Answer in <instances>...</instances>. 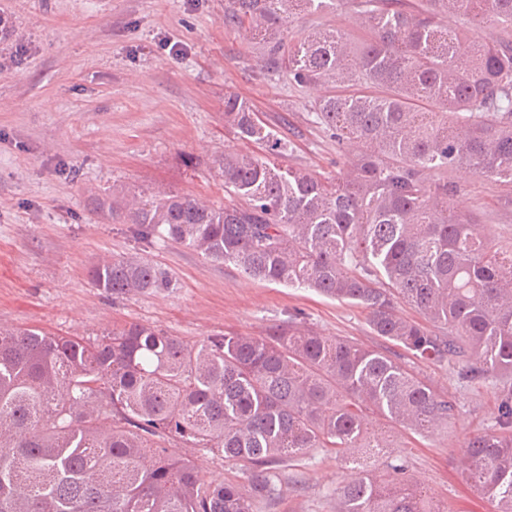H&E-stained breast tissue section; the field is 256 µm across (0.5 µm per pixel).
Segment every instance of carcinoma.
Returning <instances> with one entry per match:
<instances>
[{
  "label": "carcinoma",
  "mask_w": 512,
  "mask_h": 512,
  "mask_svg": "<svg viewBox=\"0 0 512 512\" xmlns=\"http://www.w3.org/2000/svg\"><path fill=\"white\" fill-rule=\"evenodd\" d=\"M341 0H227L224 26L261 36L259 66L289 83L329 84L308 112L360 152L342 178L279 159L292 141L224 96V129L261 151H226L214 168L231 203L160 190L98 198L122 208L135 240L172 241L245 277L312 288L368 311L381 351L308 330L300 313L263 336L228 333L189 345L130 323L95 339L0 330V512H256L280 467L321 448L355 472L337 512H443L373 429L448 431L459 403L402 362L406 354L499 388L494 430L477 435L463 471L512 512V248L454 213L455 168L512 184V0H350L358 30L295 40L302 12ZM449 16L487 17L488 38L448 31ZM90 277L113 295L166 288L136 254ZM424 321L405 318L398 301ZM243 463L248 488L208 481L155 439Z\"/></svg>",
  "instance_id": "1"
}]
</instances>
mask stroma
<instances>
[{"label":"stroma","mask_w":512,"mask_h":512,"mask_svg":"<svg viewBox=\"0 0 512 512\" xmlns=\"http://www.w3.org/2000/svg\"><path fill=\"white\" fill-rule=\"evenodd\" d=\"M225 0H0L13 26L0 41V328L36 327L84 339L143 323L195 343L231 332L265 334L303 312L328 338L390 349L367 311L310 288L246 278L172 242L137 244L123 216L104 221L103 193L144 196L158 190L217 206L224 185L213 158L241 149L224 130V96L248 99L270 125L288 122L293 150L285 162L325 177L342 176L356 147L336 144L311 124L321 85L293 86L262 72L257 47L224 25ZM349 4L304 13L294 38L327 26L352 31ZM453 206L472 211L479 227L512 244V185L461 170ZM157 266L170 282L133 296L92 284L98 261L130 253ZM437 389L454 393L459 412L447 434H419L385 423L375 429L395 446L406 471L449 512H494L462 473L465 442L490 431L494 387L459 380L451 366L414 362ZM192 455L213 481L244 482L240 464L168 442ZM280 493L259 512H337V489L349 469L318 449L283 468Z\"/></svg>","instance_id":"35a3bbf8"}]
</instances>
